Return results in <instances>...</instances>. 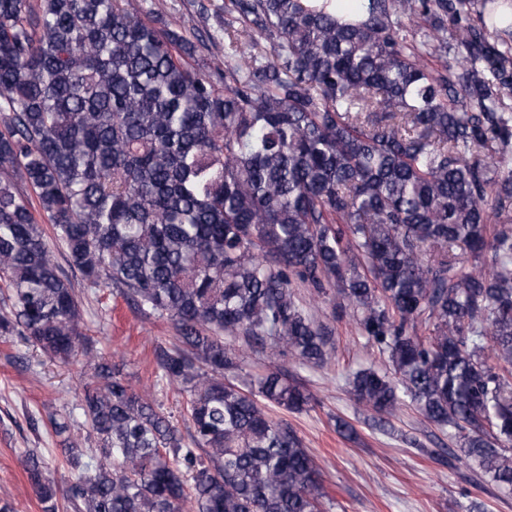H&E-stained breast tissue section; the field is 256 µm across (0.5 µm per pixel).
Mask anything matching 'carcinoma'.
<instances>
[{
    "instance_id": "obj_1",
    "label": "carcinoma",
    "mask_w": 512,
    "mask_h": 512,
    "mask_svg": "<svg viewBox=\"0 0 512 512\" xmlns=\"http://www.w3.org/2000/svg\"><path fill=\"white\" fill-rule=\"evenodd\" d=\"M367 2L347 24L224 0L191 40L132 0H0V337L82 390L48 417L66 485L20 456L41 512H321L320 468L262 405L310 395L282 371L240 387L224 345L326 363L299 286L336 292L388 356L394 376L350 375L357 403L390 418L410 398L512 492V14ZM58 249L85 291L170 321L155 376L186 431L95 348Z\"/></svg>"
}]
</instances>
